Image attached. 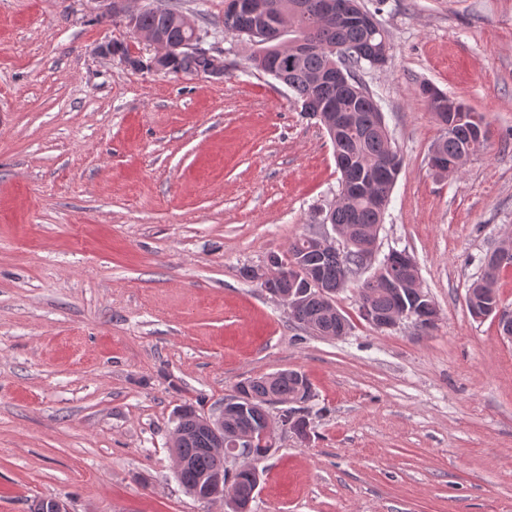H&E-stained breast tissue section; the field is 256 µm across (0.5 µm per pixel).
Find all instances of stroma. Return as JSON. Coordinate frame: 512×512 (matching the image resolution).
Returning a JSON list of instances; mask_svg holds the SVG:
<instances>
[{"label": "stroma", "instance_id": "35a3bbf8", "mask_svg": "<svg viewBox=\"0 0 512 512\" xmlns=\"http://www.w3.org/2000/svg\"><path fill=\"white\" fill-rule=\"evenodd\" d=\"M167 2L224 79L99 54H154L100 0H0V512H224L175 478V412L283 369L312 384L311 440L278 434L251 512H512V340L466 305L512 237V0H361L388 43L361 77L402 159L378 252L414 256L438 320L378 330L352 285L339 338L239 274L320 231L324 127L252 68L224 0ZM424 83L488 122L444 177Z\"/></svg>", "mask_w": 512, "mask_h": 512}]
</instances>
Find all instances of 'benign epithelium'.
Wrapping results in <instances>:
<instances>
[{
    "instance_id": "obj_1",
    "label": "benign epithelium",
    "mask_w": 512,
    "mask_h": 512,
    "mask_svg": "<svg viewBox=\"0 0 512 512\" xmlns=\"http://www.w3.org/2000/svg\"><path fill=\"white\" fill-rule=\"evenodd\" d=\"M101 2L106 4L105 13L125 15L129 27L135 35L153 47L154 56L149 62L143 64L142 68L166 71L176 59L182 58L193 65L195 60L202 58L205 60L204 74L215 78L224 77L226 73L224 58L201 52L202 36L199 35L198 26L191 18L185 16L183 21L184 26L193 31L192 37L183 41H168L139 30L136 25V13L124 8L126 0H101ZM224 11L242 17L249 34L259 37L269 34V30L264 26L263 17L260 15V7L256 6L253 0H224ZM338 12L342 13L345 20L353 23H365L373 30L374 35L382 34L380 27L371 15L358 12L354 10L353 6H345L338 0H321L318 19L321 21L334 20ZM314 49L315 44L310 41L302 38L292 40L289 53L279 54V60L283 65V68L278 71L280 81L286 82L288 71L299 64L303 55ZM317 83L336 86V104H329L321 97L313 95L302 103V110L321 118L329 136L333 138L345 136L353 129L352 114L345 107V103L358 95L359 87L338 65L326 69L318 78ZM469 155L470 152L466 151L450 161L445 154L435 151L431 155L430 167L439 173H450L460 167ZM343 171L347 196L360 197L371 192L369 182L364 180L362 174L350 163L343 164ZM365 238L368 239V242L362 244L359 262L361 270L371 268L376 257L375 240L377 237L367 233ZM278 265L277 257L272 256L268 259L267 265L255 269L252 276L254 280L263 283L268 293L282 301L287 310L292 311L299 306L309 289L317 285V280L311 274L300 269L296 270L292 276L276 272L274 268ZM365 316L368 322L380 330L393 329L401 321L412 318V315L403 308L380 316L367 310ZM251 408L252 404L244 401L243 394L237 391L234 395L224 399V408L219 415L203 421V426L211 436L214 451L224 458V470H228L231 475L242 472L246 476V490L243 492L236 490L235 486L229 483L223 484V470L212 474L208 479L207 487L210 491L208 498L210 499L216 497L222 487H227V492L222 495L224 512H250L251 502L261 480V472L253 462L254 449L259 446L266 448V452H271V448L274 447L273 437L276 431L290 426L293 419V416L284 412L274 417L265 408L261 410L262 418L259 420V425L256 426L247 420V413Z\"/></svg>"
}]
</instances>
